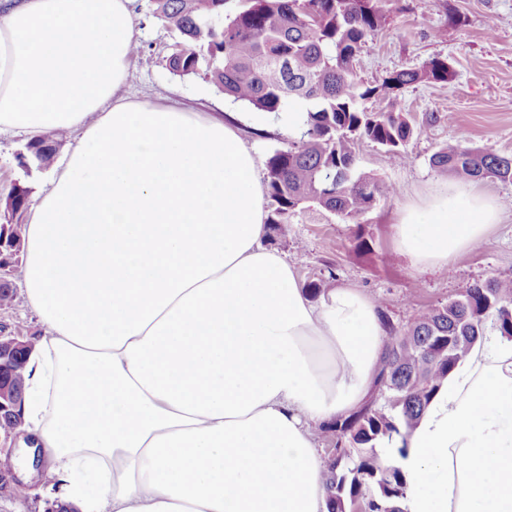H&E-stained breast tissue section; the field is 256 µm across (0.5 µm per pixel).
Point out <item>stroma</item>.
<instances>
[{"mask_svg":"<svg viewBox=\"0 0 512 512\" xmlns=\"http://www.w3.org/2000/svg\"><path fill=\"white\" fill-rule=\"evenodd\" d=\"M137 40L143 48L132 58L120 90L132 102L168 103L218 118L238 117L239 133L260 159L288 145L287 113L245 112L200 76L180 78L170 73L166 58L179 36L149 13V0H134ZM386 22L359 55L358 76L371 83L400 69L421 67L438 57L448 61L452 76L445 82H421L401 90L398 107L417 127L406 155L363 142L357 148L358 172L398 188L396 196L379 201L359 217L345 222L314 205L298 210L285 237L274 242L302 284L321 290L339 285L357 288L396 326L409 324L420 311L442 306L468 284L512 278V181L479 180L502 208L481 248L459 254L450 266L416 268L396 250L395 224L402 209L419 201L450 177L436 172L431 156L443 145L459 141L473 148L512 156V0H387ZM27 137H0V211L12 184L26 187L45 181L50 169L19 166ZM363 228L367 247H357L353 232ZM8 281L13 303L0 308V326L22 327L25 339L45 332L23 289V265L15 263ZM13 494H0V512H48L44 474L12 472Z\"/></svg>","mask_w":512,"mask_h":512,"instance_id":"stroma-1","label":"stroma"}]
</instances>
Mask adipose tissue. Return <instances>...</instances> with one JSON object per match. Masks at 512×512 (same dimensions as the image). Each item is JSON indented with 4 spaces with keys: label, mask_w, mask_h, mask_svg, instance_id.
<instances>
[{
    "label": "adipose tissue",
    "mask_w": 512,
    "mask_h": 512,
    "mask_svg": "<svg viewBox=\"0 0 512 512\" xmlns=\"http://www.w3.org/2000/svg\"><path fill=\"white\" fill-rule=\"evenodd\" d=\"M133 0H0V134L78 140L33 198L24 289L45 327L23 422L79 512H328L320 428L364 401L377 306L311 302L264 247L260 160L235 124L119 94ZM497 201L451 184L408 206L395 245L446 266ZM403 512H512V339L477 342L400 458Z\"/></svg>",
    "instance_id": "obj_1"
}]
</instances>
